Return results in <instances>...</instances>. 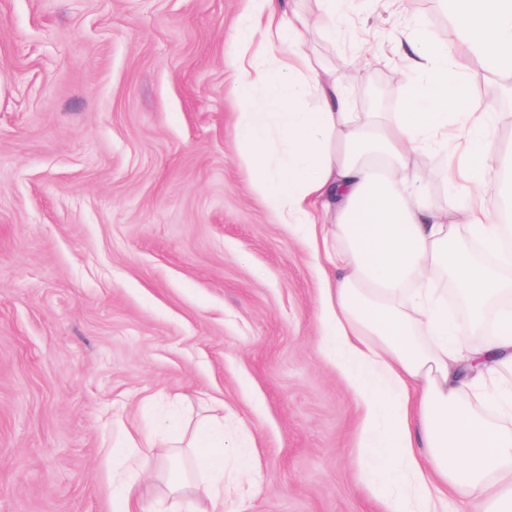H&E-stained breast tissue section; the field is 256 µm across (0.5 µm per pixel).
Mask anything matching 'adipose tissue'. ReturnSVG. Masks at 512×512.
Returning a JSON list of instances; mask_svg holds the SVG:
<instances>
[{
    "instance_id": "ef3b65f1",
    "label": "adipose tissue",
    "mask_w": 512,
    "mask_h": 512,
    "mask_svg": "<svg viewBox=\"0 0 512 512\" xmlns=\"http://www.w3.org/2000/svg\"><path fill=\"white\" fill-rule=\"evenodd\" d=\"M455 48L423 33L406 39L401 111L380 121L349 109L335 77L304 49V21L281 0H254L235 44L250 106L239 136L266 207L300 228L336 279L321 301L337 369L366 404L367 482L386 512H434L448 496L491 500L512 512V427L494 425L465 401L489 373L512 368V225L487 203L493 113L472 99L469 59L512 74V0H442ZM466 149L448 157L447 206L410 171L417 150ZM454 280L485 345L466 348L433 295ZM497 329L487 333V314ZM195 453L212 512H224V436ZM178 445L168 432L116 449L131 471L112 493L114 512H140L137 472Z\"/></svg>"
}]
</instances>
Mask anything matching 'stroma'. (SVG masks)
Here are the masks:
<instances>
[{
    "instance_id": "35a3bbf8",
    "label": "stroma",
    "mask_w": 512,
    "mask_h": 512,
    "mask_svg": "<svg viewBox=\"0 0 512 512\" xmlns=\"http://www.w3.org/2000/svg\"><path fill=\"white\" fill-rule=\"evenodd\" d=\"M249 0H0V512H112L113 448L224 417V512H383L324 281L242 159ZM439 0H347L314 63L355 112L404 98ZM253 442L240 477L233 444Z\"/></svg>"
}]
</instances>
